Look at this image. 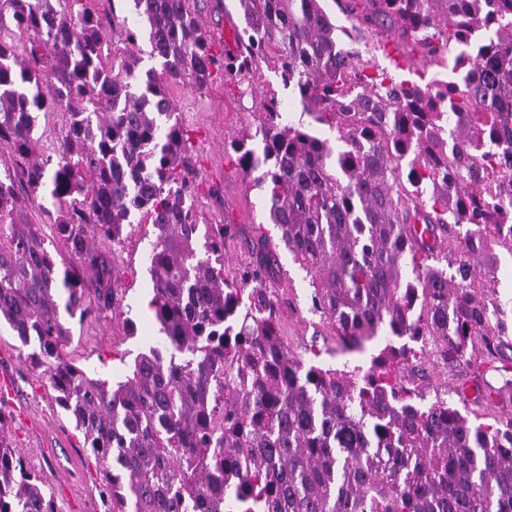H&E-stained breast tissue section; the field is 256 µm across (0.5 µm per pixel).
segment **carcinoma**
Here are the masks:
<instances>
[{
	"label": "carcinoma",
	"instance_id": "obj_1",
	"mask_svg": "<svg viewBox=\"0 0 512 512\" xmlns=\"http://www.w3.org/2000/svg\"><path fill=\"white\" fill-rule=\"evenodd\" d=\"M132 2L146 51L116 15L122 44H107L87 0H0V39L28 37L0 60V319L84 434L107 512H512V413L477 423L420 373L436 353L463 360L495 377L476 388L483 401L512 405L497 277L498 251L512 254V0H333L360 35L350 45L321 0H237L244 26L219 56L190 0ZM482 30L493 35L475 52L455 53ZM361 38L405 49L415 79L372 73ZM144 53L161 71L139 69ZM217 75L250 92L255 131L231 150L260 172L310 312L345 351L386 329L368 366L290 351L267 236L225 276L237 227L200 220L167 94ZM56 112L45 154L34 130ZM26 191L66 249L62 273ZM136 222L156 231L148 309L161 337L111 385L64 357L67 318L113 315V249ZM0 512H57L1 414Z\"/></svg>",
	"mask_w": 512,
	"mask_h": 512
}]
</instances>
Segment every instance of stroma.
I'll return each mask as SVG.
<instances>
[{"mask_svg": "<svg viewBox=\"0 0 512 512\" xmlns=\"http://www.w3.org/2000/svg\"><path fill=\"white\" fill-rule=\"evenodd\" d=\"M192 8L213 34V49L223 51L230 27L227 16L237 11L235 0H194ZM169 94L175 116L188 129L195 146L203 179L197 198L199 212L207 217L227 216L240 229L224 245V270L227 276H234L251 258V239L277 235L274 226L266 222L263 197L252 176L243 173L233 155L225 151L252 127V102L225 92L220 81L202 92L174 86ZM153 239L151 225H142L114 253L112 286L120 312L130 313L137 323L135 335L125 334L120 317L72 326L65 356L91 377L118 381L128 373L137 354L157 339L158 325L145 308L151 291L147 255ZM280 260L283 273L276 286L290 301L281 312L283 336L290 350L306 357L312 350H320L322 364L339 368L368 363L369 354L341 352L326 324L309 311L312 288L305 272L288 252H281ZM19 347L8 329L0 330V386L9 387L8 397L0 398V414L15 448L51 487L58 512H104L98 491L102 472L94 455L74 421L56 403L45 379L22 363ZM478 381L475 370L464 364L440 366L430 372L431 384L466 387V409L472 413L485 410L474 400Z\"/></svg>", "mask_w": 512, "mask_h": 512, "instance_id": "1", "label": "stroma"}]
</instances>
